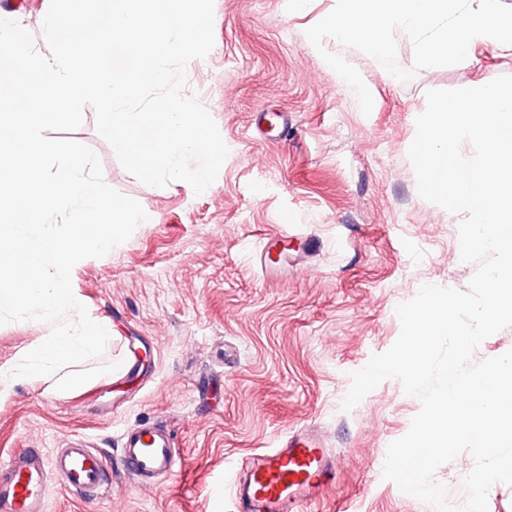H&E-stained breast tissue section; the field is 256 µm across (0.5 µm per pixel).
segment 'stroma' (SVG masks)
I'll use <instances>...</instances> for the list:
<instances>
[{"instance_id":"35a3bbf8","label":"stroma","mask_w":512,"mask_h":512,"mask_svg":"<svg viewBox=\"0 0 512 512\" xmlns=\"http://www.w3.org/2000/svg\"><path fill=\"white\" fill-rule=\"evenodd\" d=\"M333 8L308 0H214L211 52L186 66L185 96L214 119L228 155L211 189L142 184L96 130L93 108L70 137L98 155L109 185L148 214L129 240L72 270V289L112 339L84 369L113 365L89 389L49 393L54 377L23 378L0 404V457L52 451L74 436L108 460L111 494L86 499L52 481L47 512H235L232 469L287 432L318 429L337 456L336 482L302 512H426L384 479L389 444L421 403L388 379L351 410L350 374L387 351L397 306L426 284L466 289L460 215L422 199L407 152L430 89L512 75V56L479 46L464 62L417 71L406 83L361 51L325 39L374 99L328 69L305 31ZM320 249L271 278L261 242ZM52 323L0 326V366L17 363ZM145 358L126 375L127 345ZM154 421L173 434L183 465L154 488H129L120 469L126 428Z\"/></svg>"}]
</instances>
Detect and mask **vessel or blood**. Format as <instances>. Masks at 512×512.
Listing matches in <instances>:
<instances>
[{"label":"vessel or blood","mask_w":512,"mask_h":512,"mask_svg":"<svg viewBox=\"0 0 512 512\" xmlns=\"http://www.w3.org/2000/svg\"><path fill=\"white\" fill-rule=\"evenodd\" d=\"M120 460L136 488L151 486L173 472L181 456L170 431L155 422L125 430ZM85 498L100 493L107 481V460L81 440L45 453L28 448L0 460V512H45L52 476ZM336 479V459L314 429L287 433L277 447L248 455L236 473V512H300Z\"/></svg>","instance_id":"vessel-or-blood-1"}]
</instances>
